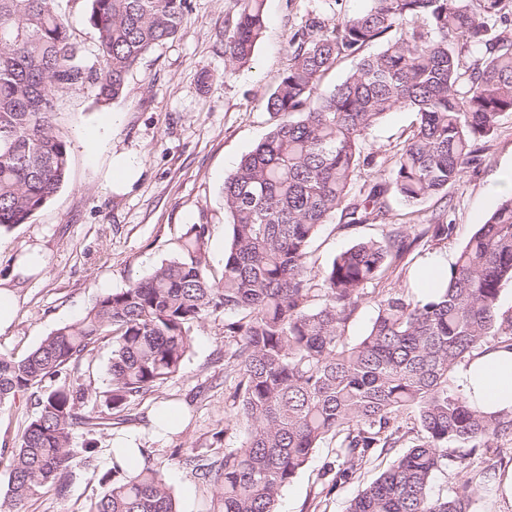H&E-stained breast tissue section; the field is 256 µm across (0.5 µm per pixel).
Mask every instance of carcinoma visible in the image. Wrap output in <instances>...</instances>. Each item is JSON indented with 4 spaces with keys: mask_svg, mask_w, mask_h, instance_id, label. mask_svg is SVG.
I'll use <instances>...</instances> for the list:
<instances>
[{
    "mask_svg": "<svg viewBox=\"0 0 512 512\" xmlns=\"http://www.w3.org/2000/svg\"><path fill=\"white\" fill-rule=\"evenodd\" d=\"M61 0H0V229L26 223L67 182L69 141L55 127L59 102L84 90L119 99L152 48L175 39L189 0H86L99 66L83 61ZM265 0H233L224 44L228 66L247 63L265 25ZM512 0H368L328 25L307 18L288 42V67L265 100L276 123L224 181L231 243L215 277L210 226L193 224L175 256L144 279L100 296L81 318L21 360L0 357V406L112 336L107 413L82 411L88 389L63 384L38 399L8 463V512L46 487L70 492L78 427L122 424L123 412L184 365L195 326L224 316V366L235 373L224 432L240 440L218 458L179 463L219 494L216 512H276L281 491L327 440L334 486L374 455L407 449L354 497L345 512H472L474 478L444 498L430 493L451 448L512 440V411L486 415L452 380L491 343L512 348V316L499 313L512 282V197H505L460 249L443 286L420 300L382 288L422 242L448 241L450 224H387L321 270L309 264L321 227L373 224L398 198L446 197L480 161L479 142L512 116ZM386 40L331 90L324 75ZM468 56L472 63L465 62ZM417 114L389 176L356 182L374 164L367 132L396 109ZM377 314L349 343L351 318L367 298ZM88 512H176L171 487L150 457L133 471L112 462Z\"/></svg>",
    "mask_w": 512,
    "mask_h": 512,
    "instance_id": "carcinoma-1",
    "label": "carcinoma"
}]
</instances>
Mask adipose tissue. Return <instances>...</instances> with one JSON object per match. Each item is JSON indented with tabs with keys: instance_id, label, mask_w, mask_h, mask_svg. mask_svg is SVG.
I'll list each match as a JSON object with an SVG mask.
<instances>
[{
	"instance_id": "ef3b65f1",
	"label": "adipose tissue",
	"mask_w": 512,
	"mask_h": 512,
	"mask_svg": "<svg viewBox=\"0 0 512 512\" xmlns=\"http://www.w3.org/2000/svg\"><path fill=\"white\" fill-rule=\"evenodd\" d=\"M456 383L469 401L487 413L512 410V350L500 345L461 364Z\"/></svg>"
}]
</instances>
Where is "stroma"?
I'll list each match as a JSON object with an SVG mask.
<instances>
[{"mask_svg":"<svg viewBox=\"0 0 512 512\" xmlns=\"http://www.w3.org/2000/svg\"><path fill=\"white\" fill-rule=\"evenodd\" d=\"M366 0H266L265 27L249 62L226 72L225 35L234 21L231 0H189L179 35L150 50L129 75L121 99L97 104L92 91L63 100L57 126L70 142L69 175L56 196L24 224L0 233V289L16 299L14 320L0 330V356L20 359L58 327L83 316L104 294L127 288L172 257L173 243L193 224L211 228L208 259L221 272L230 244L224 211V181L240 158L269 132L272 120L264 108L266 95L288 64V41L308 14L331 21L337 12L354 13ZM417 123L415 113L396 110L369 130L366 148L373 166L360 180L388 174L403 142ZM107 136L104 147L88 153L86 132ZM121 155L138 171L129 186H112L111 160ZM479 165L437 197L409 206L395 200L392 224L444 222L454 230L446 244L419 246L386 280V287L414 291V272L431 257L453 262L460 247L486 221L502 196L493 189L512 179V117L504 118L492 139L480 146ZM382 232L378 225L346 226L332 222L313 241L311 260L322 268L363 238ZM36 249L46 263L24 272L20 259ZM112 340L99 339L90 359L71 364L65 378H48L0 408V454L10 453L36 400L60 383L84 385L102 392L109 384ZM179 412L175 428L160 431L154 419L160 408ZM118 427L90 432L76 430L74 447L92 443L95 466L77 468L67 497L53 489L27 506V512H86L99 491V477L111 467L114 438L136 435L171 486L178 512H210L213 487L199 482L178 462L188 454L222 455L224 437V321L210 318L192 331L183 369L156 387L127 411ZM327 442L282 491L277 512H344L348 502L391 464V455L373 457L346 483L330 487L324 471L335 461ZM490 466L494 475L478 487L475 512H512L498 495L499 476L512 468V443L489 439L466 453L457 449L447 472L437 475L434 494L447 495L456 482L472 476L475 467Z\"/></svg>","mask_w":512,"mask_h":512,"instance_id":"35a3bbf8","label":"stroma"}]
</instances>
